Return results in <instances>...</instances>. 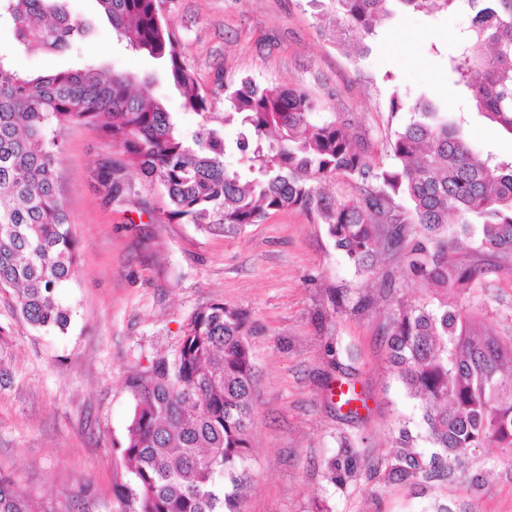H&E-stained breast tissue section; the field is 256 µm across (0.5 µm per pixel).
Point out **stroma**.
Returning a JSON list of instances; mask_svg holds the SVG:
<instances>
[{"instance_id":"35a3bbf8","label":"stroma","mask_w":512,"mask_h":512,"mask_svg":"<svg viewBox=\"0 0 512 512\" xmlns=\"http://www.w3.org/2000/svg\"><path fill=\"white\" fill-rule=\"evenodd\" d=\"M86 29L60 53H29L0 27V50L21 73H49L92 59L155 80L156 94L187 131L183 111L157 62L125 50L107 32L95 0H67ZM182 56L202 88L222 75L224 90L241 78L291 84L312 96L322 115L351 120L369 135L373 156L409 113L391 114L392 95L440 100L448 58L470 14L397 11L368 39V52L337 43L313 0H165ZM448 108L465 138L499 157L512 136L486 124L456 87ZM87 125L62 136L61 187L77 239L79 263L66 295L67 333L31 328L10 294L0 292V330L8 338L0 371V473L24 489L40 512H59L67 490L90 484V512H114V488L126 473L120 444L133 410L129 378L173 359L184 327L199 308L221 302L243 311L257 370L243 512H512V459L487 444L468 452L448 476L426 489L381 484L370 474L391 448L401 423L418 410L388 359L383 325L398 301L430 292L406 271L402 255L384 252L372 273L357 272L334 249L315 215L274 213L237 236L199 231L167 215L159 189L138 184L121 205H105L94 169L117 158ZM462 259L482 269L481 283L450 295L482 329L512 336V256L477 249ZM364 308H357V301ZM351 380L365 401L358 417L337 411L330 390ZM348 437L361 470L343 491L324 477L326 460Z\"/></svg>"}]
</instances>
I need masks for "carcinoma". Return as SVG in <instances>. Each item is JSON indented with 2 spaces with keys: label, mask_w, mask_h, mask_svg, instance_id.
Here are the masks:
<instances>
[{
  "label": "carcinoma",
  "mask_w": 512,
  "mask_h": 512,
  "mask_svg": "<svg viewBox=\"0 0 512 512\" xmlns=\"http://www.w3.org/2000/svg\"><path fill=\"white\" fill-rule=\"evenodd\" d=\"M62 0H0V24L30 51H63L84 24ZM425 14L466 5L471 23L448 72L467 89L472 111L512 135V0H328L325 18L344 39L373 34L389 5ZM111 36L161 64L181 108L200 121L192 133L173 119L152 80L94 61L49 74L22 75L0 52V291L13 294L32 327L64 333L72 317L64 288L79 261L58 172L60 132L71 124L100 131L122 159L99 163L95 180L107 205L136 194L137 171L167 199L168 214L212 234L240 235L280 211L318 216L338 251L363 272L380 247L402 252L408 275L437 301H401L385 326L389 361L418 401L416 430L403 426L377 467L385 484L425 487L443 480L472 448L512 451V336L477 328L448 292L469 290L481 270L456 258L462 237L512 255V158L482 161L461 127L432 101L395 95L390 112L411 113L388 140V166L357 148L345 124L316 119L318 105L290 86L244 78L225 93L224 122L241 127L233 144L209 126L223 89L204 90L182 57L161 0H96ZM238 155L245 168L230 158ZM357 181L352 198L326 188ZM408 206H403V203ZM458 223L448 225V217ZM475 216L481 223L472 224ZM243 313L222 302L189 319L173 361L131 379L133 415L122 442L128 481L119 512H242L249 478L256 368ZM361 467L348 438L327 461L342 490ZM0 512H34L26 494L0 475Z\"/></svg>",
  "instance_id": "cac0c4a2"
}]
</instances>
